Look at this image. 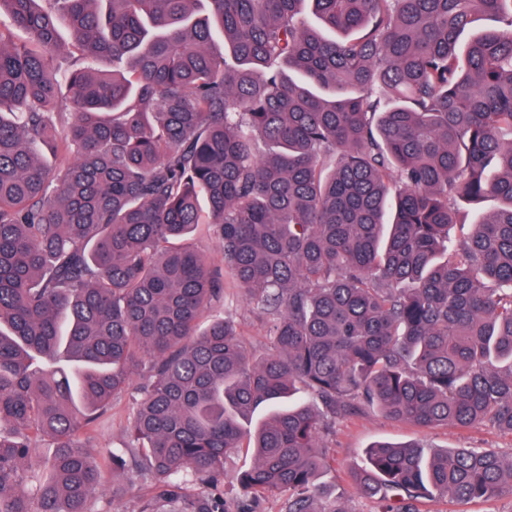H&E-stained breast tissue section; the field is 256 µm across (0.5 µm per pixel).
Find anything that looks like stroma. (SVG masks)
<instances>
[{
    "mask_svg": "<svg viewBox=\"0 0 512 512\" xmlns=\"http://www.w3.org/2000/svg\"><path fill=\"white\" fill-rule=\"evenodd\" d=\"M129 412L128 397L115 401L90 431L89 447L123 451L127 444L124 426ZM380 440L416 442L429 453L439 448L477 447L493 449L507 459L512 457V435L483 424L466 430L446 426L423 430L389 419L379 412H370L337 422L328 436V467L318 480V493L312 502L314 512H329L338 504L344 506L347 512H379L378 498L357 491L348 482L346 471L350 466L363 464L365 449ZM252 462L253 455L246 449L224 462V504L228 512H285L287 492L258 499L241 493L238 474L249 468ZM101 490V495L97 497L100 512H138L141 500L148 494L147 486L138 477L117 478L108 467L103 470Z\"/></svg>",
    "mask_w": 512,
    "mask_h": 512,
    "instance_id": "35a3bbf8",
    "label": "stroma"
}]
</instances>
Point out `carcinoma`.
Returning a JSON list of instances; mask_svg holds the SVG:
<instances>
[{
  "instance_id": "cac0c4a2",
  "label": "carcinoma",
  "mask_w": 512,
  "mask_h": 512,
  "mask_svg": "<svg viewBox=\"0 0 512 512\" xmlns=\"http://www.w3.org/2000/svg\"><path fill=\"white\" fill-rule=\"evenodd\" d=\"M3 15L0 512H99L83 437L125 393L128 444L108 455L152 480L139 512H228L224 459L244 446L245 494L315 491L325 432L367 410L512 433V0ZM200 224L222 264L174 244ZM232 288L271 353L216 314ZM348 480L416 512L512 494V458L378 442Z\"/></svg>"
}]
</instances>
